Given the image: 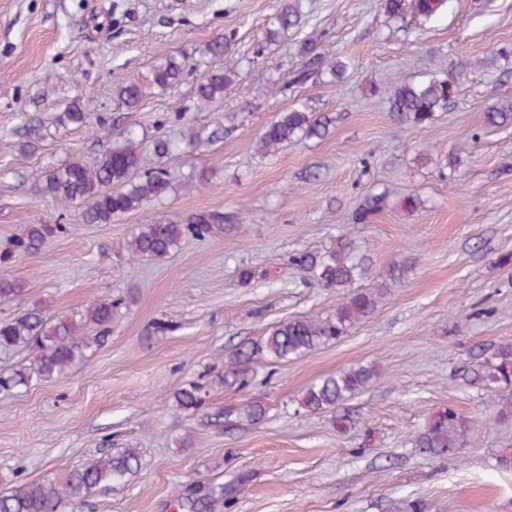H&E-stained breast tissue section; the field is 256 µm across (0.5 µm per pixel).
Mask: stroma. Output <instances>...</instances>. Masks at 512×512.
I'll use <instances>...</instances> for the list:
<instances>
[{"label": "stroma", "instance_id": "1", "mask_svg": "<svg viewBox=\"0 0 512 512\" xmlns=\"http://www.w3.org/2000/svg\"><path fill=\"white\" fill-rule=\"evenodd\" d=\"M278 0H0V249L29 224L66 225L33 256L1 267L22 294L0 318L40 303L56 314L102 295L128 296L107 340L67 376L0 392V487L60 475L91 455L135 448L125 482L89 494L77 512H179L177 494H205L240 480L233 509L211 512H512V417L468 385L465 367L512 342V125L489 127L491 107L512 100V0H452L423 28L388 21L379 0H303L305 23L288 44L251 62ZM232 36L224 56L235 83L223 101L196 103L206 46ZM309 40L347 56L342 80L290 79ZM190 72L177 88L148 94L138 111L116 97V77L146 78L169 56ZM484 63L448 110L424 128L399 131L372 87L397 77ZM329 116L325 137L262 154L263 124L298 102ZM132 128L142 166L159 163L153 139L179 143L162 162L169 189L109 224H86L76 203L46 194L45 175L110 142L62 125L69 106ZM227 129L209 141L216 122ZM37 127L35 151L22 150ZM206 143L190 148L195 134ZM389 191L369 223L352 218L364 198ZM422 208L409 214L403 195ZM200 210L233 218L232 231L187 239L161 261L125 248L148 219ZM349 234L370 258L358 280L374 290L395 261L412 269L375 311L340 339L307 354L253 364L244 390L219 385L225 360L280 321L332 314L340 295L288 270L290 253L317 252ZM249 270L250 282L240 273ZM357 365L379 370L338 411L308 413L312 383ZM206 389L197 413L174 409L185 384ZM263 405L261 420L245 415ZM470 429L458 453L426 459L413 448L438 411ZM347 418L345 429L337 415Z\"/></svg>", "mask_w": 512, "mask_h": 512}]
</instances>
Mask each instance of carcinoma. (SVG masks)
Segmentation results:
<instances>
[{
    "instance_id": "1",
    "label": "carcinoma",
    "mask_w": 512,
    "mask_h": 512,
    "mask_svg": "<svg viewBox=\"0 0 512 512\" xmlns=\"http://www.w3.org/2000/svg\"><path fill=\"white\" fill-rule=\"evenodd\" d=\"M449 0H383L382 8L393 21L411 18L424 25L448 11ZM304 18L301 0H281L275 14L267 21L254 45L248 62L265 56L272 45L288 41L290 30L298 27ZM228 36L207 45L210 66L196 86L197 103H214L224 99V93L233 84L235 72L224 69L221 59L231 49ZM300 57L306 59L289 85H302L318 71L327 70L334 78H341L347 68L345 59L336 54L329 57L313 43L299 47ZM472 63L460 60L443 73H429L418 81L398 77L387 88L373 94L388 104L389 112L401 128H422L436 120L437 113L448 111V103L459 88L458 80L471 73ZM187 70V61L169 56L151 72L149 84L137 80L117 78L118 98L129 109H134L148 91L171 90L177 87ZM486 124L502 126L512 121V102L504 101L485 113ZM60 122L94 131H106L101 119L74 107L63 113ZM330 119L318 118L300 102L286 112L278 113L263 127L259 137L260 149L268 154L284 146L312 137L326 135ZM158 165L134 177L142 159L132 131L101 154L90 159L65 161L46 175L43 191L84 205L82 219L87 224H108L112 219L142 209L144 204L160 196L169 187L163 159L172 151L169 141L158 138L153 145ZM388 193H376L365 198L356 213V221L366 222L370 216L383 210ZM224 212L204 210L191 213L176 221L149 220L140 226L128 243L137 257L162 260L172 255L187 238L206 239L227 231ZM66 232L64 224H31L26 232L0 250V263L8 264L17 258L35 254L47 238ZM288 266L305 272L324 288H334L343 294L335 312L326 318H296L273 326L259 342L244 345L224 365L218 383L244 389L253 378L252 361L264 354L274 362L305 355L319 345L337 339L349 328L370 315L381 298L379 293L355 289L353 285L368 271L365 255L348 235L341 234L329 246L314 253H297L288 258ZM22 292L18 281L0 276V303L10 301ZM119 301L109 296L100 297L88 305L72 311L63 318L52 319L44 307L36 305L26 312L0 319V352L24 349L33 357L23 361L9 374L0 373V392H10L36 382H48L65 377L75 366L86 362L92 344L110 335L112 320ZM378 374L373 366L359 365L344 369L311 384L302 394L301 409L317 413L339 407L366 389ZM468 384L489 397L500 395L512 387V344L499 345L494 352L470 369ZM206 390L189 383L175 392L174 407L181 411H197L204 404ZM466 426L451 410L436 414L416 435L413 447L425 458L445 456L461 447ZM139 455L134 448L93 456L61 476L5 487L0 490V512H74L77 501L97 488L121 482L137 472ZM245 481L210 486L203 498L179 500L184 512H202L210 504L222 501L232 508L238 486Z\"/></svg>"
}]
</instances>
